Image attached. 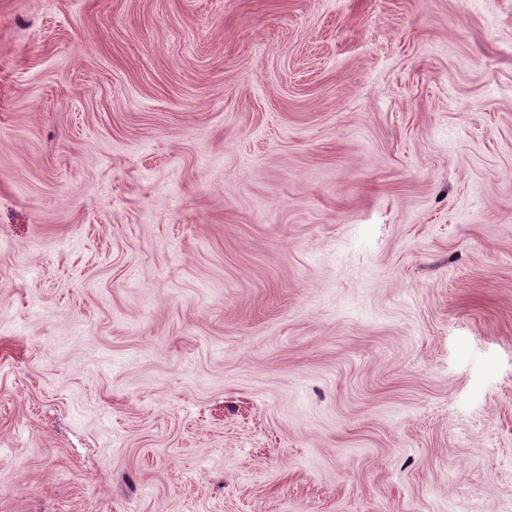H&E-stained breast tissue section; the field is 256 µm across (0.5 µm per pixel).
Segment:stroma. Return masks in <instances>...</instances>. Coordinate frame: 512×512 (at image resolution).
<instances>
[{
    "mask_svg": "<svg viewBox=\"0 0 512 512\" xmlns=\"http://www.w3.org/2000/svg\"><path fill=\"white\" fill-rule=\"evenodd\" d=\"M0 512H512V0H0Z\"/></svg>",
    "mask_w": 512,
    "mask_h": 512,
    "instance_id": "obj_1",
    "label": "stroma"
}]
</instances>
